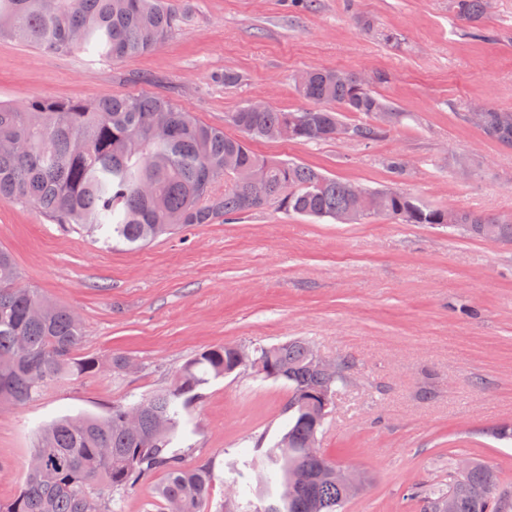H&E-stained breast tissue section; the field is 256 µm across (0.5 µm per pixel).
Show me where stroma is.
<instances>
[{
    "mask_svg": "<svg viewBox=\"0 0 512 512\" xmlns=\"http://www.w3.org/2000/svg\"><path fill=\"white\" fill-rule=\"evenodd\" d=\"M181 22L132 61L52 54L0 40V100L94 101L161 94L236 135L252 101L306 107L295 77L344 69L397 113L375 140H255L258 155L294 160L365 188L390 186L442 209L512 216V146L487 140L464 110L512 109V0H492L472 39L454 0H171ZM238 74L224 82L225 72ZM408 161L402 178L385 161ZM0 247L23 286L74 311L82 351L122 355L105 370L0 407V501L19 492L41 424L102 414L167 386L216 344L303 339L350 362L319 448L370 476L344 512H420L412 488L444 483L466 458L512 488V244L373 216L340 224L270 204L197 224L136 250L65 231L30 206L0 203ZM288 388L243 369L211 381L184 416V461L214 472L206 512L230 497L261 505L250 462L281 437Z\"/></svg>",
    "mask_w": 512,
    "mask_h": 512,
    "instance_id": "stroma-1",
    "label": "stroma"
}]
</instances>
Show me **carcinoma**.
Returning a JSON list of instances; mask_svg holds the SVG:
<instances>
[{
    "mask_svg": "<svg viewBox=\"0 0 512 512\" xmlns=\"http://www.w3.org/2000/svg\"><path fill=\"white\" fill-rule=\"evenodd\" d=\"M487 0H455L457 17L469 35L479 28ZM181 18L166 0H0V38L7 37L56 54L80 52L110 60H132L160 45ZM296 88L312 106L292 112L244 106L230 117L241 136L200 122L161 95L112 96L97 101L32 98L0 102V202L26 203L61 224L109 248L137 249L193 224L259 210L276 203L287 212L336 219L350 204L354 184L290 160L263 158L249 141L280 137L287 120L300 119L293 140L336 139L342 113L377 118L385 100L341 70H310ZM490 140L512 145V111L490 106L480 124ZM235 169L224 168L227 157ZM261 167L264 182L248 173ZM224 183V191L216 189ZM370 213L405 224H447L466 235L512 244V219L408 205L404 193L377 189ZM11 254L0 249V403L23 405L51 384L94 375L104 361L83 356V331L71 310L19 286ZM310 344L289 340L256 353L281 369L274 377L288 387L284 411L288 430L264 452L266 481L287 486L295 470L334 467L324 453L308 455L305 442L321 432L327 416L309 407L310 394L336 391L340 380L310 362ZM232 361L227 345H214L181 366L172 382L104 415L64 417L40 430L18 495L0 502V512H112V497L161 472L156 487L163 512H204L214 478L210 467H187L175 441L188 404L210 381L224 377ZM139 417L137 430L123 422ZM482 482L487 497L474 501L468 487ZM422 512H512V496L499 489L496 472L474 463L446 484L419 495ZM348 497L336 482L312 481L282 495L281 502L253 512H341Z\"/></svg>",
    "mask_w": 512,
    "mask_h": 512,
    "instance_id": "cac0c4a2",
    "label": "carcinoma"
}]
</instances>
